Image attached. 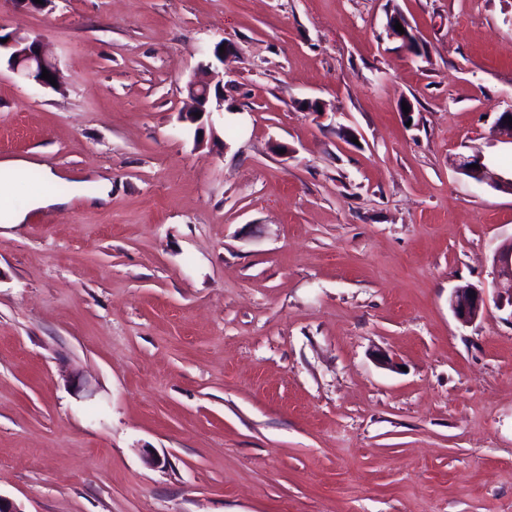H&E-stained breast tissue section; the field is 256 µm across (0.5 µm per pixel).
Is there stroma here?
Wrapping results in <instances>:
<instances>
[{
  "label": "stroma",
  "mask_w": 512,
  "mask_h": 512,
  "mask_svg": "<svg viewBox=\"0 0 512 512\" xmlns=\"http://www.w3.org/2000/svg\"><path fill=\"white\" fill-rule=\"evenodd\" d=\"M0 33L61 75L0 66V496L512 512V193L452 164L512 178V0H0ZM219 42L225 110L184 120ZM47 168L69 204L12 224ZM396 21H399V23L404 28L405 34H401L400 32L395 30L394 24H396ZM410 26V24L407 22L406 19L401 17L400 15H390L387 22V29L389 36L393 39L400 40L402 43V47H404L407 51L417 54L418 46H417V37L415 33L413 32V29ZM0 39H7L6 43L0 42V59L2 60V50H5L8 66L13 71L43 86L54 87L49 81L41 78L43 68H46L58 86L59 69L55 62L46 58L40 39L19 36H0ZM471 164H478L479 169L470 168ZM453 165L458 171L462 172L477 183H489L499 188L512 191V180L505 181L498 177V175L494 173L484 162V158L481 155L459 154L454 158ZM29 162L25 160H8L0 163V196L8 198L9 193L5 190L7 183L20 180L27 172ZM494 264L497 268L499 290L497 306L502 308L503 303L507 301L512 310V238L502 243L497 249ZM448 305L454 316L463 324L483 317L489 308L484 291L472 285L454 288L448 297Z\"/></svg>",
  "instance_id": "1"
}]
</instances>
